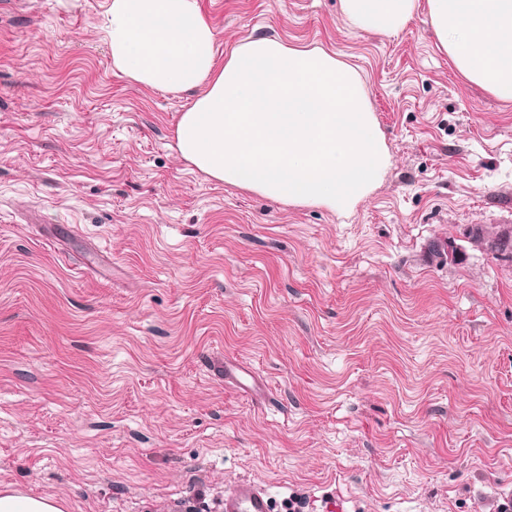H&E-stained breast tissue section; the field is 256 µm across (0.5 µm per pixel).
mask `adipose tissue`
Segmentation results:
<instances>
[{
    "label": "adipose tissue",
    "instance_id": "adipose-tissue-1",
    "mask_svg": "<svg viewBox=\"0 0 512 512\" xmlns=\"http://www.w3.org/2000/svg\"><path fill=\"white\" fill-rule=\"evenodd\" d=\"M358 29L394 34L427 5L463 77L512 100V0H340ZM113 68L149 88L200 95L175 129L211 178L285 205L345 212L383 179L390 155L359 73L321 48L256 38L218 59L199 0H110Z\"/></svg>",
    "mask_w": 512,
    "mask_h": 512
}]
</instances>
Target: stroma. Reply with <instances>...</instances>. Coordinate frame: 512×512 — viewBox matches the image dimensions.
<instances>
[{"label": "stroma", "instance_id": "35a3bbf8", "mask_svg": "<svg viewBox=\"0 0 512 512\" xmlns=\"http://www.w3.org/2000/svg\"><path fill=\"white\" fill-rule=\"evenodd\" d=\"M218 57L272 38L361 75L391 165L346 212L216 181L175 147L197 91L116 73L109 0H0V489L64 512H491L512 498V100L426 9L199 0ZM455 239L461 255L439 258ZM255 372L248 394L215 372ZM344 15L358 29L394 34L421 7L419 0H340ZM272 499L262 487L242 481L224 495V512H273Z\"/></svg>", "mask_w": 512, "mask_h": 512}]
</instances>
